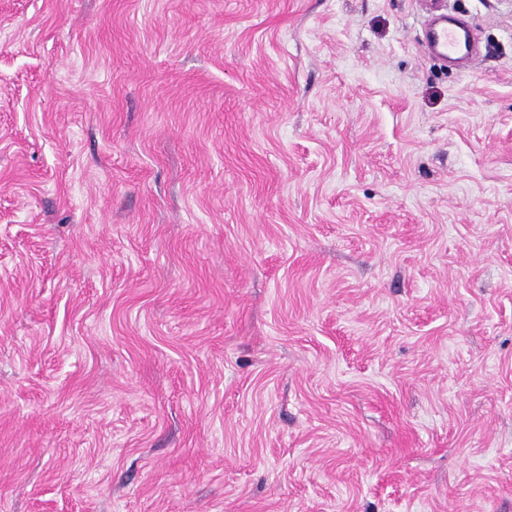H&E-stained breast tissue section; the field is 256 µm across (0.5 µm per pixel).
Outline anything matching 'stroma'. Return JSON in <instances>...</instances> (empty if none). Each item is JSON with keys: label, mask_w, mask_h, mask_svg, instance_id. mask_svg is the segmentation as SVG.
Segmentation results:
<instances>
[{"label": "stroma", "mask_w": 512, "mask_h": 512, "mask_svg": "<svg viewBox=\"0 0 512 512\" xmlns=\"http://www.w3.org/2000/svg\"><path fill=\"white\" fill-rule=\"evenodd\" d=\"M0 512H512V0H0ZM462 47V36L453 26H448L447 17H431L428 22L425 51L427 54L448 60L456 56Z\"/></svg>", "instance_id": "1"}]
</instances>
